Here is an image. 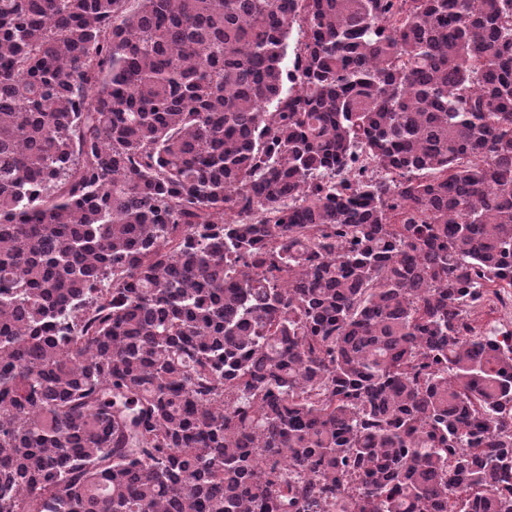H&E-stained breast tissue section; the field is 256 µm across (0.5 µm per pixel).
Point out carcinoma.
Instances as JSON below:
<instances>
[{
	"label": "carcinoma",
	"instance_id": "carcinoma-1",
	"mask_svg": "<svg viewBox=\"0 0 512 512\" xmlns=\"http://www.w3.org/2000/svg\"><path fill=\"white\" fill-rule=\"evenodd\" d=\"M129 2L0 0V512H512V0Z\"/></svg>",
	"mask_w": 512,
	"mask_h": 512
}]
</instances>
